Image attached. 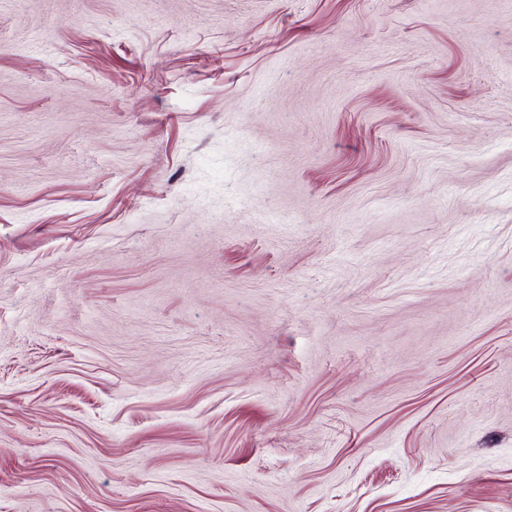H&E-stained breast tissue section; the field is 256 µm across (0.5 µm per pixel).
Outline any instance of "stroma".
Segmentation results:
<instances>
[{
  "label": "stroma",
  "mask_w": 512,
  "mask_h": 512,
  "mask_svg": "<svg viewBox=\"0 0 512 512\" xmlns=\"http://www.w3.org/2000/svg\"><path fill=\"white\" fill-rule=\"evenodd\" d=\"M0 512H512V0H0Z\"/></svg>",
  "instance_id": "1"
}]
</instances>
